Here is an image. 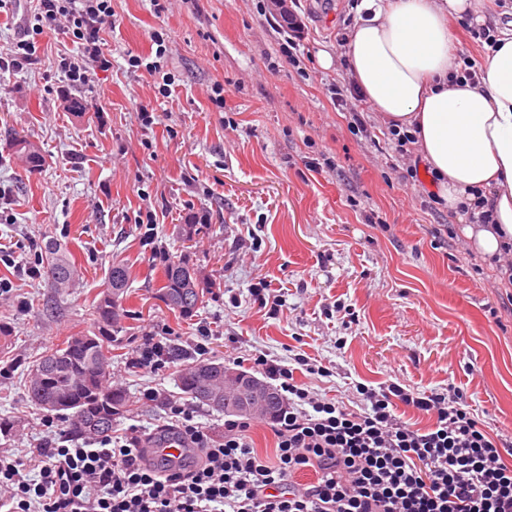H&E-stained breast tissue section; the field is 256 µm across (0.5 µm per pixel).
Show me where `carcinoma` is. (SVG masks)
<instances>
[{"label":"carcinoma","instance_id":"carcinoma-1","mask_svg":"<svg viewBox=\"0 0 512 512\" xmlns=\"http://www.w3.org/2000/svg\"><path fill=\"white\" fill-rule=\"evenodd\" d=\"M11 148L25 161L28 172L40 170V152L18 133L10 140ZM46 274L56 287L66 288L75 278V267L61 250L49 241L45 246ZM127 287V271L122 263L112 264L107 288L94 306V331L91 335L71 336L61 346L45 356L32 369L28 389L33 404L42 410L70 420L71 432L76 435L103 436L112 431V422L127 408L126 392L112 385L108 349L112 330L119 317ZM211 283H202L186 260L172 262L163 269L160 295L168 306L189 316ZM224 364L196 362L184 368L178 376V387L186 395L220 411L224 410ZM216 372L217 393L200 394L201 374Z\"/></svg>","mask_w":512,"mask_h":512}]
</instances>
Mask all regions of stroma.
Masks as SVG:
<instances>
[{"label": "stroma", "mask_w": 512, "mask_h": 512, "mask_svg": "<svg viewBox=\"0 0 512 512\" xmlns=\"http://www.w3.org/2000/svg\"><path fill=\"white\" fill-rule=\"evenodd\" d=\"M360 0H292L304 22L294 55L289 29L268 0H112L102 38L111 64L69 81L63 60L81 56L72 29L44 24L38 61L0 70V134L27 135L44 157L29 175L0 148V451L70 437L27 394L36 360L66 337L94 330L93 307L112 261L128 291L112 334L113 380L130 400L116 432H156L163 400L188 404L213 430L224 413L188 399L177 361L129 369L145 330L180 345L209 330L207 360L251 371L256 352L294 367L298 382L353 407L350 389L398 383L418 391L455 386L480 426L512 450V287L474 249L465 224L437 200L426 164L417 177L395 152L375 110L366 129L334 107L350 80L338 42ZM37 0L0 9V53L19 39ZM87 108L74 113L70 98ZM208 227L192 244L193 215ZM153 224H146V217ZM57 240L78 276L47 280L44 247ZM187 259L214 287L181 317L157 290L166 263ZM266 283L282 300L255 302ZM317 360L328 376L294 366ZM153 389L163 399L146 400Z\"/></svg>", "instance_id": "obj_1"}]
</instances>
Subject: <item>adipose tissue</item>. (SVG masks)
I'll list each match as a JSON object with an SVG mask.
<instances>
[{"label":"adipose tissue","mask_w":512,"mask_h":512,"mask_svg":"<svg viewBox=\"0 0 512 512\" xmlns=\"http://www.w3.org/2000/svg\"><path fill=\"white\" fill-rule=\"evenodd\" d=\"M482 0H361L347 35L354 84L381 119L414 135L438 196L454 210L487 197L496 229L479 228L475 247L497 255L512 238V20L495 21L479 80L456 82L461 62L454 21L484 23Z\"/></svg>","instance_id":"ef3b65f1"}]
</instances>
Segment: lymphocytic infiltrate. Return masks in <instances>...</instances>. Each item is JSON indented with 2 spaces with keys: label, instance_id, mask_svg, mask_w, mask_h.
Returning a JSON list of instances; mask_svg holds the SVG:
<instances>
[{
  "label": "lymphocytic infiltrate",
  "instance_id": "1",
  "mask_svg": "<svg viewBox=\"0 0 512 512\" xmlns=\"http://www.w3.org/2000/svg\"><path fill=\"white\" fill-rule=\"evenodd\" d=\"M29 38L19 39L10 64L30 63L33 34L43 20L67 17L83 40L80 62L106 66L100 36L112 15L110 0H38ZM183 351L157 331H146L129 365L157 371ZM253 364L276 381L282 398L267 424L276 456L249 443L250 422L228 419L215 433L194 421L192 408L166 402L167 423L179 453L143 461L149 441L137 429L118 436H80L72 446L39 442L19 458L0 451V485H13L8 512H512V465L504 448L473 417L462 393L415 392L391 383L356 384L361 411L324 398L266 354ZM403 403L435 418L427 431L395 413ZM35 469L37 478L26 476ZM313 469L314 482L293 476Z\"/></svg>",
  "mask_w": 512,
  "mask_h": 512
}]
</instances>
